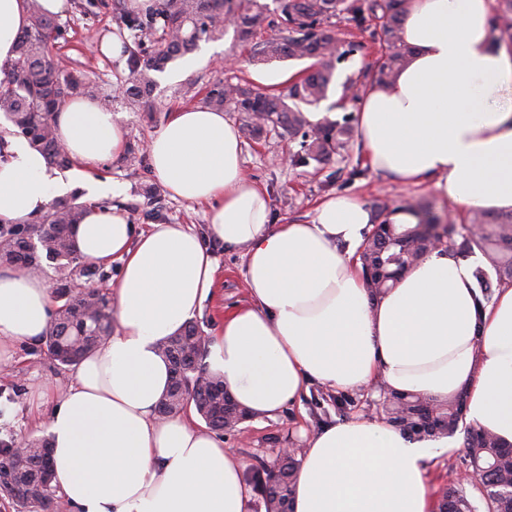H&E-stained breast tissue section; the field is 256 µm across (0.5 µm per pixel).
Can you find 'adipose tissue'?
<instances>
[{"label": "adipose tissue", "mask_w": 512, "mask_h": 512, "mask_svg": "<svg viewBox=\"0 0 512 512\" xmlns=\"http://www.w3.org/2000/svg\"><path fill=\"white\" fill-rule=\"evenodd\" d=\"M490 11L491 0H411L403 39L413 53L391 82L364 92L357 130L374 172L431 185L466 210L512 211V49L493 42ZM28 23L27 0H0V68ZM54 126L76 169L61 179L25 138L5 136L0 218L24 224L64 195L116 192L91 173L124 149L119 115L78 96ZM241 153L223 113L171 112L148 144L151 172L172 198L207 205V235L181 224L143 230L107 207L87 208L74 227L85 259L122 263L109 285L115 329L79 362L45 421L74 512H251L241 464L223 441L193 412L156 415L170 384L160 343L216 282L210 238L243 249L251 301L225 314L207 364L253 415L274 417L313 381L334 392L382 382L436 400L465 393L468 425L512 444V286L484 301L474 260L436 250L371 301L354 258L373 218L365 203L338 195L311 223H272ZM53 305L41 273L0 267V362L16 344L43 342ZM447 445L365 417L314 429L292 510L434 512L428 465Z\"/></svg>", "instance_id": "adipose-tissue-1"}]
</instances>
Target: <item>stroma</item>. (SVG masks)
<instances>
[{
  "mask_svg": "<svg viewBox=\"0 0 512 512\" xmlns=\"http://www.w3.org/2000/svg\"><path fill=\"white\" fill-rule=\"evenodd\" d=\"M127 12L125 0H68L67 10L58 19L63 36L52 43L50 50L62 66L88 76L94 99H109L110 109L122 116L127 143L142 150L171 112L200 104L208 85L217 81L234 83L241 79L256 84L262 76L272 74H286L290 80H295L307 66L303 60L255 63L252 44L240 42L234 30L229 29L219 40L221 56L201 57L198 65L183 73L178 81L157 82L150 108L132 109L117 93L118 84L128 75L125 58H106L95 50L100 37L107 33L118 36L124 45L133 44L134 35L124 21ZM336 27L343 42H358L362 48L338 64L322 109L327 112L340 103L344 106V114L348 115L353 113L354 107L352 100L345 97V87L351 83L365 85V76L374 69L381 48L352 22L341 19ZM226 57L235 60L234 69L224 68L222 60ZM297 148V143L276 134L260 141L248 137L243 140L244 171L267 192L276 223H308L316 206L336 194H352L369 205L379 199L418 198L429 202L438 213H449L458 219L465 215L459 206L439 198L431 186H405L374 173L359 141H352L346 152L322 166H292L286 156ZM95 175L120 186L121 191L112 202L127 212L132 223L144 228L152 224H186L198 233H205V206L187 207L166 192L152 200L145 198V186L154 181L148 163H130L121 158L99 167ZM209 247L220 265L217 286L202 313L194 317L202 333L208 336L217 330L225 312L249 300L243 251L225 248L214 240L210 241ZM73 375V368L57 366L50 359L45 345L18 347L10 362L0 364V439L40 436L37 427L40 416L29 403L30 389L47 382L65 383ZM344 398V406H337L333 392L313 384L299 402L286 406L275 418L259 417L247 421L243 431H225L221 437L225 447L231 448L242 467L248 469L272 460L278 449L303 445L305 433L320 425L359 416L379 417L376 399L358 392L345 393ZM448 442L449 449L429 464V489L434 493L455 481L458 472L464 469L462 434L449 437Z\"/></svg>",
  "mask_w": 512,
  "mask_h": 512,
  "instance_id": "35a3bbf8",
  "label": "stroma"
}]
</instances>
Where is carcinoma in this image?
Here are the masks:
<instances>
[{"label": "carcinoma", "mask_w": 512, "mask_h": 512, "mask_svg": "<svg viewBox=\"0 0 512 512\" xmlns=\"http://www.w3.org/2000/svg\"><path fill=\"white\" fill-rule=\"evenodd\" d=\"M409 0H284L271 11L259 0H162L159 7L144 15L125 16L126 26L153 37V48L136 43L127 58L128 77L120 93L133 107L148 102L155 86L153 73L193 52L202 40L224 36V16H233L238 38L252 40L267 29L279 35L256 45L254 58L262 63L312 59L314 63L296 81L288 95L261 91L248 83L218 82L207 91L204 102L216 111L235 112L244 130L254 139L269 133L301 137L300 150L289 156L293 166L312 162L327 164L347 151L353 137L350 119L343 123L325 116L311 123L305 108L328 98L336 64L357 51L351 45L336 49L332 34L334 19H346L367 29L366 23L379 20L369 37L381 44L383 55L370 82H388L405 66L411 48L402 38V20ZM29 25L19 34L16 58L0 79V112L10 120L16 133L42 152L50 165L61 169L72 165L54 130V113L64 101L79 93H89L90 84L80 72L55 65L46 47L62 29L55 18L42 13L37 0H28ZM495 43L512 45V0H500L488 20ZM86 204L76 199L54 200L47 211L25 226L0 219V263L17 269H42L41 259L54 264L55 306L45 340L48 355L63 367H74L111 335L116 312L111 297L97 290L75 291L74 280L103 278L105 273L80 257L71 243L72 226L78 223ZM399 208L417 219L415 224H391L383 219ZM375 222L359 249L362 272L371 298L377 300L401 272L417 265L436 249L465 257L479 252L486 266L474 269L477 288L486 301L495 290L512 286V212L493 214L473 211L447 239L434 238L439 215L418 200L396 205L387 200L374 204ZM198 325L190 321L181 334L164 341L161 352L170 363L169 392L157 409L159 418L177 414L194 404L197 414L212 430H239L248 418L246 411L224 398V380L210 373L203 359L205 345H188L184 336H193ZM379 406L386 422L409 438L451 437L464 433L466 467L480 470L479 479L467 485L448 484L438 496V512H512V497H492L485 486L512 479V448L501 446L489 433L463 426L464 394L446 401H433L414 393H400L379 386ZM47 439H33L25 448L10 440H0V495L34 512H61L64 504L49 482L45 465ZM301 449L276 455L273 464L260 463L250 469V480L261 491L264 512H291L293 484L299 470Z\"/></svg>", "instance_id": "obj_1"}]
</instances>
